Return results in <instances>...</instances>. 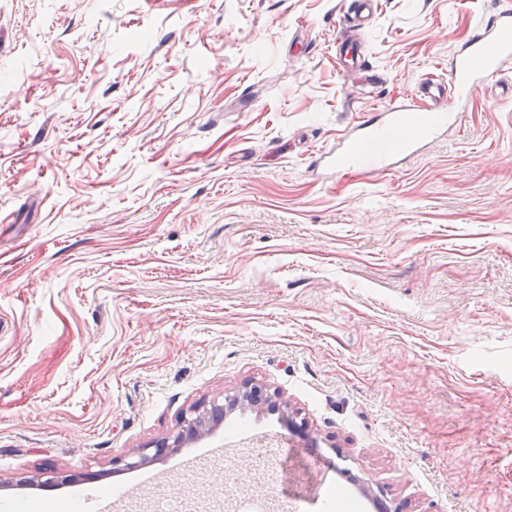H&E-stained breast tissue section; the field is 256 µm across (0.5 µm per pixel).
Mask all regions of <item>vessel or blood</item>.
<instances>
[{
	"mask_svg": "<svg viewBox=\"0 0 512 512\" xmlns=\"http://www.w3.org/2000/svg\"><path fill=\"white\" fill-rule=\"evenodd\" d=\"M336 62L355 68L361 78L376 82L358 46L340 50ZM512 63V8L502 9L491 21H477L472 35L457 48L451 60L450 79L421 80L415 88L380 106L368 118L348 124L320 150L314 169L326 178L356 169L385 173L439 140L455 127L464 108ZM82 512H112L110 498L95 484L81 492Z\"/></svg>",
	"mask_w": 512,
	"mask_h": 512,
	"instance_id": "1",
	"label": "vessel or blood"
}]
</instances>
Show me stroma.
<instances>
[{"label": "stroma", "instance_id": "obj_1", "mask_svg": "<svg viewBox=\"0 0 512 512\" xmlns=\"http://www.w3.org/2000/svg\"><path fill=\"white\" fill-rule=\"evenodd\" d=\"M507 6L376 0L364 87L344 0H0V512L91 477L239 512L259 444L277 512H512V103L390 173L311 168ZM249 379L283 409L114 471ZM360 53L358 45L347 46L336 53V63L342 67L343 71L354 66L361 78L371 83L376 82L378 76L372 73V70L367 66V61Z\"/></svg>", "mask_w": 512, "mask_h": 512}]
</instances>
